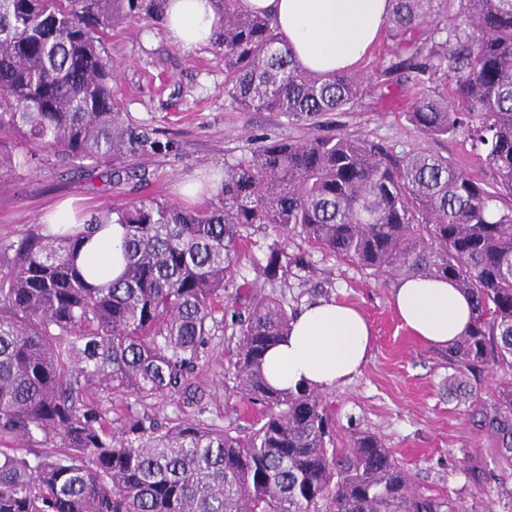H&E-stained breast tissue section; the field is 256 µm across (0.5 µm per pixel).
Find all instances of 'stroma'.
<instances>
[{"instance_id": "stroma-1", "label": "stroma", "mask_w": 512, "mask_h": 512, "mask_svg": "<svg viewBox=\"0 0 512 512\" xmlns=\"http://www.w3.org/2000/svg\"><path fill=\"white\" fill-rule=\"evenodd\" d=\"M119 71L115 97L127 120L149 128L163 146L155 157L105 163L86 175L57 156L44 154L25 174L0 182V240L19 242L57 206L72 204L83 214L152 196L184 201V185L223 171L263 137L361 135L399 149L416 147L446 156L454 166L492 183L493 173L474 156L463 136L431 139L407 120L399 84L377 77L379 51L359 71L371 88L353 109L323 116L319 126L289 125L275 112H241L224 94V59L207 45L187 53L175 45L164 24L144 22L115 31L105 45ZM285 244L288 267L276 284L259 273L270 247ZM238 272L224 292V322L202 350L190 380L188 402L164 400L151 413L167 424L200 418L247 430V406L236 387L232 354L238 336L236 297L252 287L280 300L289 312L319 298L359 308L374 335L362 372L345 386L326 392L337 439L350 422L379 436L413 474L417 487L450 496L458 512H512V460L480 425L478 410L489 403V385L460 384L444 350L430 348L402 326L392 305L396 279L369 275L356 265L320 252L300 232L281 239L271 227L247 230Z\"/></svg>"}]
</instances>
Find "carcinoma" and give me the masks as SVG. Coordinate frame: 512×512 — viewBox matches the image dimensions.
I'll list each match as a JSON object with an SVG mask.
<instances>
[{
    "instance_id": "obj_1",
    "label": "carcinoma",
    "mask_w": 512,
    "mask_h": 512,
    "mask_svg": "<svg viewBox=\"0 0 512 512\" xmlns=\"http://www.w3.org/2000/svg\"><path fill=\"white\" fill-rule=\"evenodd\" d=\"M224 55V93L241 112L311 125L355 105L351 72L303 70L272 22L238 0H209ZM379 77L398 79L408 121L431 138L466 135L492 170L490 191L448 158L358 135L280 137L224 164L207 203L145 197L106 208L83 230L39 228L0 243V512H456L420 492L368 430L336 447L331 406L311 388L267 382L265 355L292 316L259 296L238 322V388L262 411L246 434L148 409L175 402L224 311L238 245L255 224L283 239L300 230L318 249L376 277L452 280L470 296L471 332L449 350L456 370L493 362L491 404L479 410L512 457V0H391ZM168 0H0V178L51 152L88 173L161 150L113 101L104 43L132 23L160 21ZM454 82L448 90V82ZM126 228V265L94 284L77 257L107 224ZM284 248L262 273L278 278ZM143 412L112 416V402Z\"/></svg>"
}]
</instances>
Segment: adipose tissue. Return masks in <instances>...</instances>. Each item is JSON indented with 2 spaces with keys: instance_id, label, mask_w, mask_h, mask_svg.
<instances>
[{
  "instance_id": "adipose-tissue-1",
  "label": "adipose tissue",
  "mask_w": 512,
  "mask_h": 512,
  "mask_svg": "<svg viewBox=\"0 0 512 512\" xmlns=\"http://www.w3.org/2000/svg\"><path fill=\"white\" fill-rule=\"evenodd\" d=\"M239 5L269 17L297 64L321 74L356 70L392 9L391 0H239ZM165 26L182 50L192 52L212 42L217 18L209 0H170ZM123 241V227L111 225L85 245L78 262L116 279L125 267ZM392 304L403 327L442 349L455 346L474 317L471 299L444 278L402 279ZM373 340L358 309L333 298L315 300L294 316L288 335L266 353V379L280 390L301 384L321 392L340 387L361 372Z\"/></svg>"
}]
</instances>
